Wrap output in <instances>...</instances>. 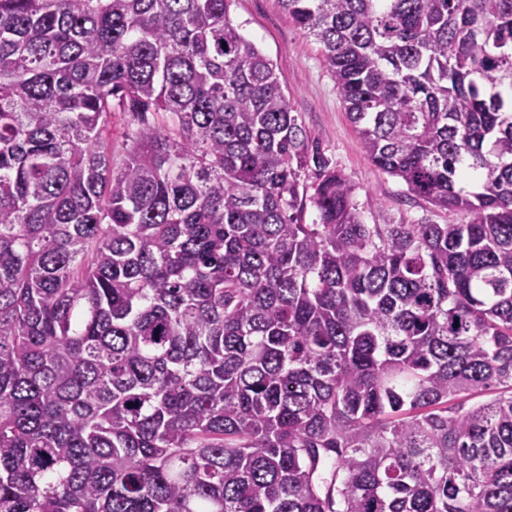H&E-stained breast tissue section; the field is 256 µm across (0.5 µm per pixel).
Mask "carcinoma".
<instances>
[{
    "mask_svg": "<svg viewBox=\"0 0 512 512\" xmlns=\"http://www.w3.org/2000/svg\"><path fill=\"white\" fill-rule=\"evenodd\" d=\"M231 2L0 0V512H512V0H279L460 224ZM234 24L272 60L294 112L332 165L356 185L367 224H460L463 214L411 197L396 177L378 169L363 150L329 75L320 45L296 27L278 0H234Z\"/></svg>",
    "mask_w": 512,
    "mask_h": 512,
    "instance_id": "cac0c4a2",
    "label": "carcinoma"
}]
</instances>
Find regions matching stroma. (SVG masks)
<instances>
[{
  "label": "stroma",
  "instance_id": "1",
  "mask_svg": "<svg viewBox=\"0 0 512 512\" xmlns=\"http://www.w3.org/2000/svg\"><path fill=\"white\" fill-rule=\"evenodd\" d=\"M230 18L272 60L294 112L332 165L356 186L368 224H458L464 216L407 194L403 183L378 169L363 150L320 45L296 27L278 0H233Z\"/></svg>",
  "mask_w": 512,
  "mask_h": 512
}]
</instances>
